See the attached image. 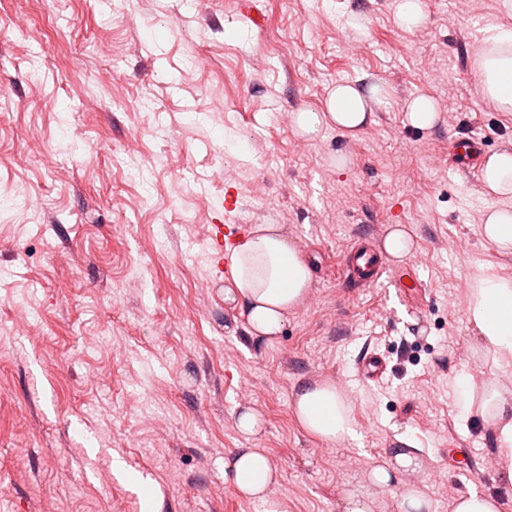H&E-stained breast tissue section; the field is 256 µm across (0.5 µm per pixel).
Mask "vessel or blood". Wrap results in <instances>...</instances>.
<instances>
[{"label":"vessel or blood","mask_w":512,"mask_h":512,"mask_svg":"<svg viewBox=\"0 0 512 512\" xmlns=\"http://www.w3.org/2000/svg\"><path fill=\"white\" fill-rule=\"evenodd\" d=\"M245 230L242 224L212 225L209 237L213 242L212 261L216 278L230 276L231 269L225 264L224 257L232 253ZM340 272L344 281L360 288L376 284L383 274H390L404 297L413 295L421 286L415 270L406 267L389 269L383 256L363 247H353L343 253Z\"/></svg>","instance_id":"b4317fda"}]
</instances>
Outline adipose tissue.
<instances>
[{
	"mask_svg": "<svg viewBox=\"0 0 512 512\" xmlns=\"http://www.w3.org/2000/svg\"><path fill=\"white\" fill-rule=\"evenodd\" d=\"M487 47L476 59L483 93L497 111L512 112V30L492 27ZM371 121L362 89L340 84L329 94L324 113L299 112L294 123L301 134L315 136L321 126L336 125L353 132ZM481 182L488 195L503 198V205L487 209L483 239L501 250L512 249V153L488 156L481 165ZM232 280L224 298L236 305L250 334L272 341L279 337L288 317L309 295L312 272L295 240L283 225L256 224L229 256ZM466 318L483 350L495 363L512 362V279L480 278L468 290ZM466 401L477 402L481 418L495 439L499 479L512 485V390L497 381L464 386ZM299 425L310 434L333 444L356 438L347 394L333 380L301 383L292 401ZM414 458L394 449L386 465L373 467L367 477L370 492H346L343 512H376L374 490L389 488L398 469L415 468ZM224 480L239 495L271 506V491L278 472L268 457L255 448H241L224 460Z\"/></svg>",
	"mask_w": 512,
	"mask_h": 512,
	"instance_id": "adipose-tissue-1",
	"label": "adipose tissue"
}]
</instances>
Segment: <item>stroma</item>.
Wrapping results in <instances>:
<instances>
[{
	"instance_id": "obj_1",
	"label": "stroma",
	"mask_w": 512,
	"mask_h": 512,
	"mask_svg": "<svg viewBox=\"0 0 512 512\" xmlns=\"http://www.w3.org/2000/svg\"><path fill=\"white\" fill-rule=\"evenodd\" d=\"M251 3L256 24L237 0H0V512H264L224 481L240 448L277 468L280 512H342L395 448L418 465L379 512H400L408 485L430 512L472 488L512 512L461 388H512L465 313L475 277L512 278V251L479 235L481 160L512 151V112L486 102L472 49L512 28V7L421 0L408 26L398 0ZM342 82L374 90L373 123L300 136L292 114L326 111ZM420 95L439 113L427 130L406 117ZM459 137L480 154H453ZM227 218L283 225L311 264L274 342L211 279L208 232ZM397 225L422 282L406 305L387 279L336 275L355 241L379 249ZM366 356L379 381L360 374ZM325 378L350 397L355 442L295 419L296 386ZM244 406L257 435L236 427Z\"/></svg>"
}]
</instances>
